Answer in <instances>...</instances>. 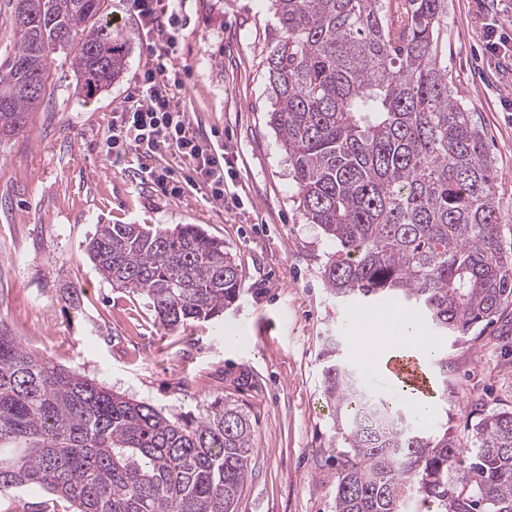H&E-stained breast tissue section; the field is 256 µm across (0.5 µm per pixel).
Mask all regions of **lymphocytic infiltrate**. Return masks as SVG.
Here are the masks:
<instances>
[{"mask_svg": "<svg viewBox=\"0 0 512 512\" xmlns=\"http://www.w3.org/2000/svg\"><path fill=\"white\" fill-rule=\"evenodd\" d=\"M172 0H127L130 11L154 38L147 46V63L138 84L127 96L124 112L117 116L106 139V151L114 156L134 151L151 157L162 148H176L188 161L192 174L176 178L173 173L155 174L153 168L141 165L147 180L166 195L182 196L205 184L213 202L224 203V180L233 166L223 147L201 137L191 126L176 96L175 61L178 40L175 36L177 16L170 11Z\"/></svg>", "mask_w": 512, "mask_h": 512, "instance_id": "f902f5d3", "label": "lymphocytic infiltrate"}]
</instances>
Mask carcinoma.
<instances>
[{"mask_svg": "<svg viewBox=\"0 0 512 512\" xmlns=\"http://www.w3.org/2000/svg\"><path fill=\"white\" fill-rule=\"evenodd\" d=\"M268 113L309 223L336 244L326 288L345 303L416 310L439 336L512 314V226L500 223L484 130L448 75V0H273ZM19 40L0 67V136L25 126L49 58L83 33L85 95L125 65L101 0H9ZM85 252L112 286L174 330L224 311L242 276L224 241L195 224H100ZM326 395L345 447L335 512H512V408L461 446L373 398L335 359ZM251 423L214 401L168 416L27 351L0 323V493L37 488L67 512H235Z\"/></svg>", "mask_w": 512, "mask_h": 512, "instance_id": "1", "label": "carcinoma"}]
</instances>
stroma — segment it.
Returning <instances> with one entry per match:
<instances>
[{
	"mask_svg": "<svg viewBox=\"0 0 512 512\" xmlns=\"http://www.w3.org/2000/svg\"><path fill=\"white\" fill-rule=\"evenodd\" d=\"M176 10V94L192 128L232 160L237 177L227 191L237 206L211 203L201 190L163 195L135 180L137 154L107 155L150 36L124 0H105L103 19L127 48L120 76L85 97L76 87L78 45L57 52L24 130L0 139V321L27 350L171 413L197 418L218 399L238 407L253 427V453L235 512H334L343 440L322 384L323 345L335 338L337 359L365 379L351 342L357 321L396 307L342 305L323 283L335 247L300 208L268 123L271 0H178ZM480 11V0H448V71L480 118L501 221L512 225V70L490 66ZM100 224L200 225L232 254L239 295L214 319L162 328L141 297L112 287L85 256ZM68 287L79 290L80 308L64 302ZM230 326L239 341L225 342ZM439 342L448 390L418 426L464 444L481 411L512 407V324Z\"/></svg>",
	"mask_w": 512,
	"mask_h": 512,
	"instance_id": "obj_1",
	"label": "stroma"
}]
</instances>
